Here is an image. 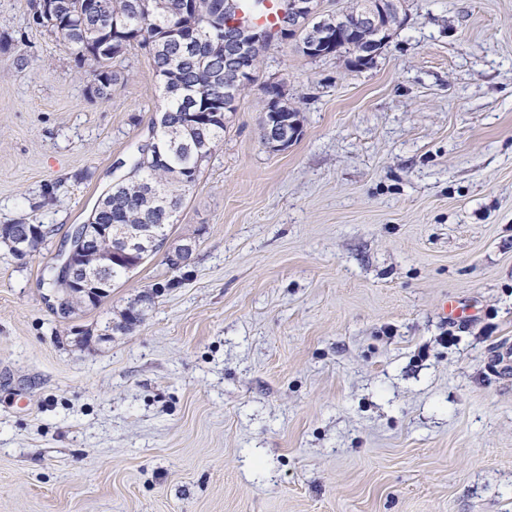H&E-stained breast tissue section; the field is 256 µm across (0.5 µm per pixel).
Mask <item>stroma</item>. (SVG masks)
<instances>
[{
  "instance_id": "stroma-1",
  "label": "stroma",
  "mask_w": 512,
  "mask_h": 512,
  "mask_svg": "<svg viewBox=\"0 0 512 512\" xmlns=\"http://www.w3.org/2000/svg\"><path fill=\"white\" fill-rule=\"evenodd\" d=\"M32 14L0 0V224L53 228L0 246V512H512V0H405L369 68L273 42L172 228L191 260L69 322L45 268L163 95L135 46L91 97ZM44 226H46V224H26V228L15 236L13 247L16 255L19 256L20 259H24L32 253L29 248V241L32 238L41 235L45 238L50 235L47 233L48 229ZM43 279L46 284V293H44V299L48 303L49 307L57 313H62L65 316V321H69L71 319V314L69 311L77 312L79 309L76 307H66L64 305V301L61 300L59 295L55 293L54 290L49 288H54L56 285L57 278L54 276V274L50 271V269H45V274L43 276ZM64 310V311H61Z\"/></svg>"
}]
</instances>
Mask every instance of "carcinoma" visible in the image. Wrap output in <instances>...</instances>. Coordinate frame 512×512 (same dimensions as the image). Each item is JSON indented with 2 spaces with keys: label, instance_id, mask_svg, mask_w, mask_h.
I'll return each mask as SVG.
<instances>
[{
  "label": "carcinoma",
  "instance_id": "obj_1",
  "mask_svg": "<svg viewBox=\"0 0 512 512\" xmlns=\"http://www.w3.org/2000/svg\"><path fill=\"white\" fill-rule=\"evenodd\" d=\"M59 6L54 13L40 12V4H34L35 13L41 14L39 24L51 33L65 30V41L70 55L77 65H86L85 59L89 40L93 37L92 27L97 25L94 16L86 14V0H56ZM218 5L210 12L211 20L196 19L194 13H184L176 18L175 9L181 0H167L166 10L149 13L146 0H108L107 30L117 27L121 32L118 43L112 47V56L97 67H89L92 80L100 77L117 81L118 68L125 55L134 45L144 41L137 39L140 31L149 35L152 43L150 52L154 74L162 82L164 105L162 111L173 121L189 120L196 112H209L213 117L202 125L198 122L186 124L172 132L165 124L158 129V146L161 160L144 157L139 153L132 160L127 171L128 178L112 186L111 194L101 200L92 216L95 224H156L159 211L171 202L181 207L186 193L196 186L203 166L209 157L197 154L195 143L207 139L216 147L224 137L226 122L221 119L224 109L236 111V103L245 90L235 79L234 66L223 54L213 51L206 42L195 43L190 48L176 49L174 26L188 31L196 24L211 26L229 37L236 36L239 28L227 24L230 11L237 8L238 0H231L224 6V0H212ZM360 8V0L347 10L338 8L331 13H320L308 29L300 36L299 52L310 42L314 33L326 28L331 31H345L355 26L353 12ZM358 39L375 44L377 50L386 47L385 32L372 27L361 28Z\"/></svg>",
  "mask_w": 512,
  "mask_h": 512
}]
</instances>
